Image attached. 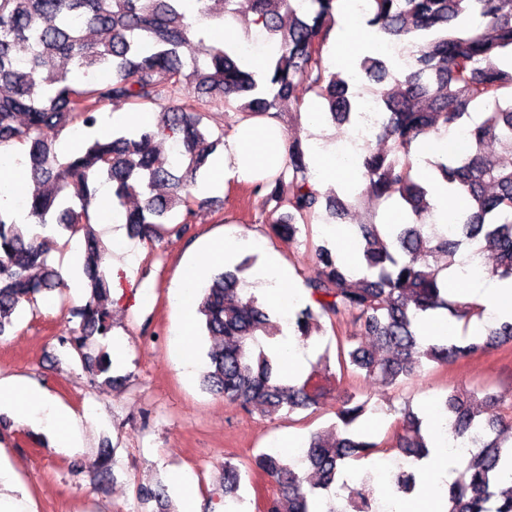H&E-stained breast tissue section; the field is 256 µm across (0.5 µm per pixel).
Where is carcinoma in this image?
Here are the masks:
<instances>
[{"mask_svg":"<svg viewBox=\"0 0 512 512\" xmlns=\"http://www.w3.org/2000/svg\"><path fill=\"white\" fill-rule=\"evenodd\" d=\"M0 0V163L15 159L29 171L36 189L25 200L27 222L0 206V337L13 327L24 304L57 289L61 274L48 260L46 242L54 236L83 239L76 271L89 297L77 312L79 328L60 339L79 358L93 384L113 385L112 360L90 353L91 339L112 330L111 285L103 267L110 253L93 232L89 209L98 185H110L112 208L123 211L130 235L159 242L179 235L200 196L209 160L224 145L220 114L235 95L244 116L279 112L295 99L291 123L301 126L303 89L312 94L321 116L336 124L352 120L355 94L346 80L324 66V53L336 24V0ZM366 24L381 41L409 39L415 51L398 76L386 55H366L349 70L371 79L393 81L380 98L383 122L376 137L392 141V151L364 156L366 190L377 208L395 200L406 211L403 224H380L370 217L355 225L362 257L355 274L329 242L310 243L318 272L305 279L309 303L288 320L292 337L303 345L318 342L327 330L350 320L370 336L366 348L357 337L337 341L342 374L392 385L421 375L424 365L447 366L512 343V321L468 333L483 309L448 298L440 272L462 249L480 245L489 252L491 277L512 278V164L485 150L487 143L512 155V0H368ZM246 11L257 16L274 54L259 76L219 44L208 59L194 56V37L202 27ZM117 103L153 111L143 126L118 129L88 139L72 154L57 151L72 127L100 126L106 107ZM482 110L471 126V111ZM467 131L466 149L431 162L433 174L465 199L462 208L437 224L427 181L415 175L413 146L420 134ZM176 156L162 162L161 141ZM306 146L290 141L288 165L276 176L253 184L266 192L270 231L293 244L301 228L319 217L337 220L360 199L352 188L327 196L311 183ZM159 186L168 189L158 195ZM244 260L213 274L199 291L197 314L204 332L221 345L206 354L202 385L246 409L291 415L319 404L324 395L319 371L287 383L268 340L280 325L254 296H242ZM436 310L463 322V335L450 341L427 338L421 320ZM512 410V392L488 386L449 391L442 414L454 438L477 437L462 470L449 487L448 512H512V486L497 489L503 469L512 466V424L500 411ZM368 401L347 394L337 422L314 433L305 446L312 483L295 465L274 452L254 459L277 491L265 512H374V499L338 484L345 465L380 452L397 451L419 460L429 454L423 419L402 412L386 440L360 429ZM240 473L224 461V505L240 500ZM417 486L412 468L400 469L396 491Z\"/></svg>","mask_w":512,"mask_h":512,"instance_id":"obj_1","label":"carcinoma"}]
</instances>
